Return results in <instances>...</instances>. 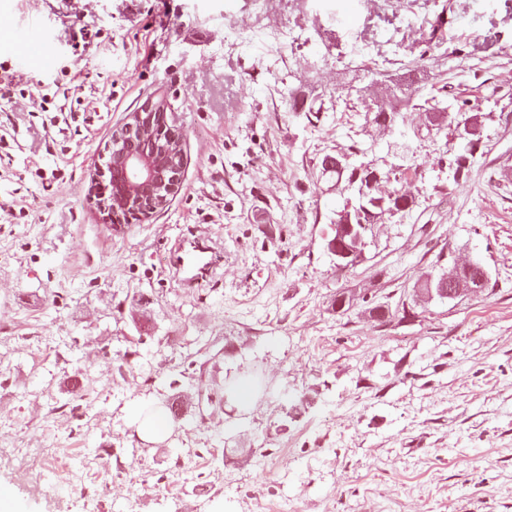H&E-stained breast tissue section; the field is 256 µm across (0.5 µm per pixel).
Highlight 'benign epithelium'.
Returning a JSON list of instances; mask_svg holds the SVG:
<instances>
[{
  "instance_id": "1",
  "label": "benign epithelium",
  "mask_w": 512,
  "mask_h": 512,
  "mask_svg": "<svg viewBox=\"0 0 512 512\" xmlns=\"http://www.w3.org/2000/svg\"><path fill=\"white\" fill-rule=\"evenodd\" d=\"M185 153L179 140L168 130L167 108L161 102H147L112 134L109 157L92 178L90 192L107 220L123 216L144 218L166 207L181 187ZM125 172L119 191L109 195L97 192L98 180L115 169ZM327 251L336 266L348 267L360 260L365 246L364 231L353 224L332 225ZM473 290L471 284L456 277L442 278L423 289L430 298L450 300Z\"/></svg>"
}]
</instances>
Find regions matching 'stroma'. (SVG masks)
<instances>
[{
    "instance_id": "35a3bbf8",
    "label": "stroma",
    "mask_w": 512,
    "mask_h": 512,
    "mask_svg": "<svg viewBox=\"0 0 512 512\" xmlns=\"http://www.w3.org/2000/svg\"><path fill=\"white\" fill-rule=\"evenodd\" d=\"M330 2L0 0V486L15 512H84V482L60 480L56 506L23 469L40 451L110 476L97 512H512V0ZM33 17L47 68L7 47ZM416 57L415 107L380 132L366 114L391 91L372 74L399 79ZM442 81L480 140L463 185L454 127L420 108ZM292 89L334 108L289 111ZM42 95L71 114L51 146L28 115ZM156 95L181 189L115 230L90 173ZM351 148L414 204L340 269L324 237L355 194L319 169ZM190 230L224 250L201 288L173 269ZM470 260L489 288L423 294ZM243 377L261 383L250 405L224 394ZM172 396L184 416L143 440L135 413Z\"/></svg>"
}]
</instances>
